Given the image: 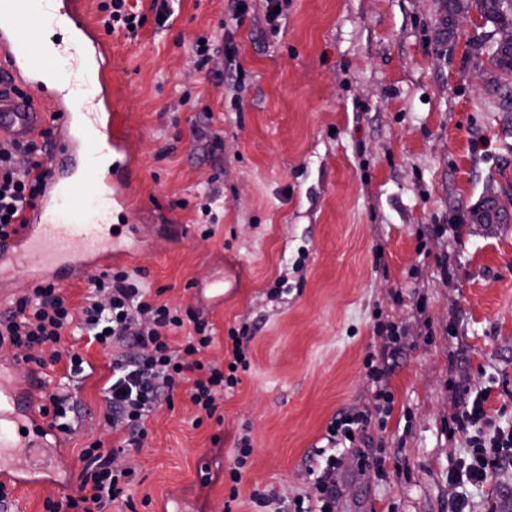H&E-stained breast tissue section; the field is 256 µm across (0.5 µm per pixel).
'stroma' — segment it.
<instances>
[{
  "label": "stroma",
  "instance_id": "obj_1",
  "mask_svg": "<svg viewBox=\"0 0 512 512\" xmlns=\"http://www.w3.org/2000/svg\"><path fill=\"white\" fill-rule=\"evenodd\" d=\"M449 3L245 0L236 17L230 0H178L137 42L110 36L138 226L119 266L212 325L203 360L226 365L229 329L254 330L219 418L199 420L183 390L151 415L145 447L122 458L133 504L111 512H254L256 490L310 494L329 422L379 387L391 413L365 428L369 463L346 454L337 512H452L460 405L488 390V414L512 425V112L478 70L491 24L462 32ZM202 38L224 46L207 74L193 67ZM64 342L86 361L79 378L50 373L86 411L64 442L70 482L14 489L13 512L76 494L80 451L105 433L111 359ZM384 353L377 385L366 361ZM468 495L471 512H512V466Z\"/></svg>",
  "mask_w": 512,
  "mask_h": 512
}]
</instances>
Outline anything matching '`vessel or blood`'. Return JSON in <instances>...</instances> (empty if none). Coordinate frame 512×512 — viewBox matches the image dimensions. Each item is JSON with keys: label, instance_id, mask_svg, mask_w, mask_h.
I'll return each instance as SVG.
<instances>
[{"label": "vessel or blood", "instance_id": "b4317fda", "mask_svg": "<svg viewBox=\"0 0 512 512\" xmlns=\"http://www.w3.org/2000/svg\"><path fill=\"white\" fill-rule=\"evenodd\" d=\"M0 0V138L27 142L45 129L57 132L48 158L44 193L25 212L17 234L0 240V263L32 278L56 283L85 266H102L126 253L133 225L109 224L111 212L128 211L131 181L129 134L112 108V56L100 36L89 35L82 0ZM67 35L45 43L46 29ZM51 93L57 108L34 104ZM31 381L12 375L0 381V453L25 441L28 462L0 463V482L32 483L49 471L45 455L48 419L36 408Z\"/></svg>", "mask_w": 512, "mask_h": 512}]
</instances>
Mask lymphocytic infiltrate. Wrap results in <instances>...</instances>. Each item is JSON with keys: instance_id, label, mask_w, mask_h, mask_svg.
Returning a JSON list of instances; mask_svg holds the SVG:
<instances>
[{"instance_id": "f902f5d3", "label": "lymphocytic infiltrate", "mask_w": 512, "mask_h": 512, "mask_svg": "<svg viewBox=\"0 0 512 512\" xmlns=\"http://www.w3.org/2000/svg\"><path fill=\"white\" fill-rule=\"evenodd\" d=\"M106 34L137 41L146 17L130 0H103ZM49 141H0V238L16 233L23 215L39 195L47 171L44 159ZM90 291L80 310H73L55 282L45 280L19 296L0 315V350L13 351L17 362L38 368L66 364L70 373L82 371L83 357L61 341L72 325L85 331L89 342L100 345L112 357V382L104 390V426L118 434V444L96 439L82 448L83 462L76 494L45 503L46 512H105L115 502L132 505L135 472L121 463L122 454L143 448L147 422L162 406L172 404L176 389L189 385V399L205 417H214L225 390L235 388L237 369H248L247 327L230 329V367L219 368L200 358L213 337L207 322L193 310L182 311L153 299L148 288L130 272L107 268L89 280ZM192 324L193 332L180 345L171 334ZM41 412L64 435L76 432L74 418L80 405L61 387L40 380ZM374 410L342 411L327 428L324 466L315 478L314 499L286 503L273 495L256 492L252 501L258 512H336L340 489L336 472L342 465L338 446L357 448L372 411H383L387 395L377 390ZM486 396H476L456 415L459 430L469 432L468 449L451 471L452 481L483 484L492 467L512 461V430L496 426L485 410Z\"/></svg>"}]
</instances>
